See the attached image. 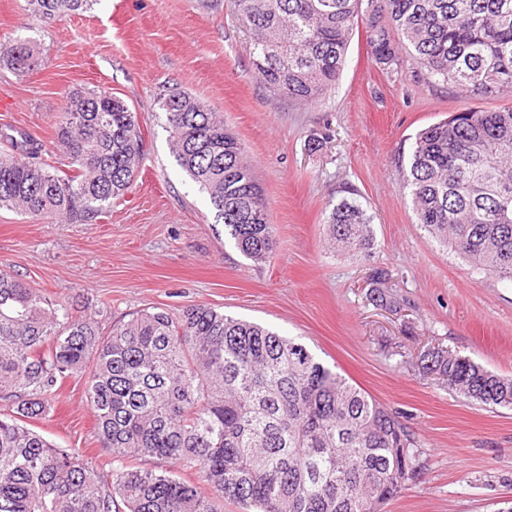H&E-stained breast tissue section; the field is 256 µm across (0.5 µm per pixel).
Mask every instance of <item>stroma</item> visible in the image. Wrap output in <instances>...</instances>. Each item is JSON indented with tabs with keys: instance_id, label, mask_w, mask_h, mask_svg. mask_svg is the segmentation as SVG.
<instances>
[{
	"instance_id": "1",
	"label": "stroma",
	"mask_w": 512,
	"mask_h": 512,
	"mask_svg": "<svg viewBox=\"0 0 512 512\" xmlns=\"http://www.w3.org/2000/svg\"><path fill=\"white\" fill-rule=\"evenodd\" d=\"M22 37L42 64L0 67V129L52 144L75 90L99 87L135 112L141 171L106 218L36 221L0 210V263L102 327L156 306L224 309L300 339L391 411L419 442L418 475L382 512H497L512 499V410L461 397L424 367L450 349L512 378V285L473 273L416 222L399 189L415 134L512 96H468L425 80L409 54L377 65L364 27L353 30L342 74L318 103L271 93L252 64V35L234 0H97L91 10L33 22L26 0H0V45ZM184 91L218 112L260 182L276 245L265 262L224 235L206 194L177 164L154 104ZM371 217L370 249L330 246L323 213L344 188ZM386 274L394 303L377 301ZM33 430L55 447L104 456L86 379L63 381Z\"/></svg>"
}]
</instances>
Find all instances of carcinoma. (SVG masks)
Here are the masks:
<instances>
[{
	"mask_svg": "<svg viewBox=\"0 0 512 512\" xmlns=\"http://www.w3.org/2000/svg\"><path fill=\"white\" fill-rule=\"evenodd\" d=\"M266 88L316 103L339 79L349 39L366 16L378 64L403 48L431 83L464 94L512 93V0H236ZM94 0H27L47 23ZM366 9H361V6ZM401 36L397 42L393 34ZM42 61L29 39L0 47L24 75ZM178 165L206 193L224 234L254 262L276 243L262 188L241 142L185 92L157 98ZM68 169L25 132L1 134L0 209L35 220L87 224L131 189L144 154L127 104L102 89L76 90L55 120ZM400 191L417 224L472 270L512 282V108L458 111L420 130ZM332 245L364 249L371 217L343 196L326 208ZM425 369L491 408H512V380L461 356L426 354ZM87 400L111 477L79 452L27 426L73 375ZM0 512H371L418 474L417 440L380 402L307 347L209 305L173 316L139 310L103 331L14 272L0 269ZM150 458L167 469L128 467ZM193 471L202 491L181 473Z\"/></svg>",
	"mask_w": 512,
	"mask_h": 512,
	"instance_id": "cac0c4a2",
	"label": "carcinoma"
}]
</instances>
